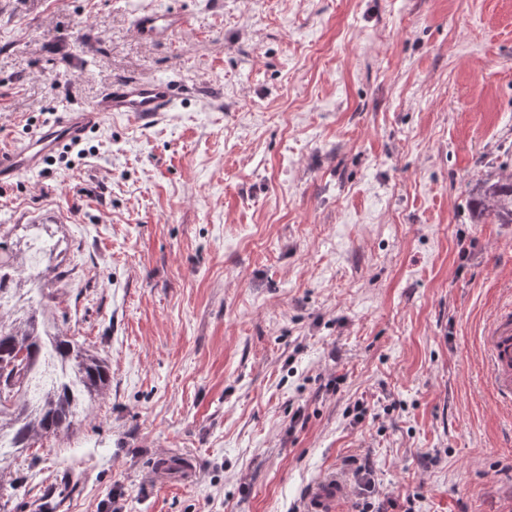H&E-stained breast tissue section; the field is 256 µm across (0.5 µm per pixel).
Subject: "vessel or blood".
<instances>
[{"instance_id":"1","label":"vessel or blood","mask_w":512,"mask_h":512,"mask_svg":"<svg viewBox=\"0 0 512 512\" xmlns=\"http://www.w3.org/2000/svg\"><path fill=\"white\" fill-rule=\"evenodd\" d=\"M186 25V16L171 10H145L133 22L136 35L150 42L169 40ZM176 102L175 87L170 81L135 78L113 81L94 103L60 112L24 143L1 147L0 185L34 172L47 157L82 141L108 114L123 113L137 123L148 124L161 113L171 111ZM481 346L488 383L499 405L512 410V300L502 305L486 325ZM349 493L347 482L327 476L310 487L302 512H341Z\"/></svg>"}]
</instances>
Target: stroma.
Returning a JSON list of instances; mask_svg holds the SVG:
<instances>
[{"label": "stroma", "instance_id": "stroma-1", "mask_svg": "<svg viewBox=\"0 0 512 512\" xmlns=\"http://www.w3.org/2000/svg\"><path fill=\"white\" fill-rule=\"evenodd\" d=\"M146 9L189 26L142 41ZM125 76L181 97L0 187V247L53 249L35 307L111 371L0 461L6 512H298L328 472L343 512H512L476 341L512 224L469 211L512 170V0H0V147Z\"/></svg>", "mask_w": 512, "mask_h": 512}]
</instances>
